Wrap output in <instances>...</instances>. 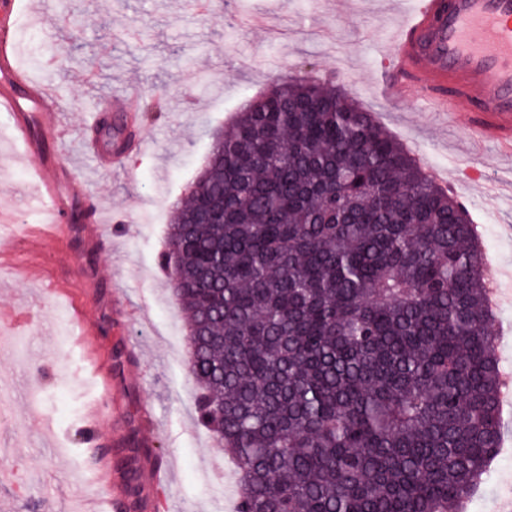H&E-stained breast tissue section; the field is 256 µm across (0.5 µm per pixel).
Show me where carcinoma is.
Listing matches in <instances>:
<instances>
[{
	"label": "carcinoma",
	"instance_id": "cac0c4a2",
	"mask_svg": "<svg viewBox=\"0 0 512 512\" xmlns=\"http://www.w3.org/2000/svg\"><path fill=\"white\" fill-rule=\"evenodd\" d=\"M166 263L236 512H462L504 378L468 209L331 79L251 97Z\"/></svg>",
	"mask_w": 512,
	"mask_h": 512
}]
</instances>
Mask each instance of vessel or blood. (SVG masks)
I'll use <instances>...</instances> for the list:
<instances>
[{
  "instance_id": "1",
  "label": "vessel or blood",
  "mask_w": 512,
  "mask_h": 512,
  "mask_svg": "<svg viewBox=\"0 0 512 512\" xmlns=\"http://www.w3.org/2000/svg\"><path fill=\"white\" fill-rule=\"evenodd\" d=\"M23 8V0H0V120L40 159L32 180L47 212L44 236L65 241L78 221L85 238L99 242L98 219L74 217L86 195L72 187L59 158L57 98L17 61L16 21ZM382 78L389 94L412 92L431 111L464 107L472 137L498 144L512 158V0H412L389 37ZM95 474L102 492L86 502L84 512H117L107 463Z\"/></svg>"
}]
</instances>
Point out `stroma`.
Wrapping results in <instances>:
<instances>
[{
    "label": "stroma",
    "instance_id": "obj_1",
    "mask_svg": "<svg viewBox=\"0 0 512 512\" xmlns=\"http://www.w3.org/2000/svg\"><path fill=\"white\" fill-rule=\"evenodd\" d=\"M17 23L20 64L49 79L61 101L57 141L104 219L106 241L46 238L25 262L58 281L49 294L36 278L0 279V309L37 315L41 335L24 353L0 344V504L9 512H78L98 491L87 457L85 408L99 397L71 338L70 297L85 305L95 348L112 369L106 417L98 425L113 487L125 466L139 471L136 512H227L235 501L228 454L196 419L188 375V327L163 269L168 226L212 144L214 132L260 88L307 69L336 75L349 95L407 146L423 167L444 169L456 194L480 197L469 212L482 248L503 271L505 296L491 322L500 362L512 368V201L487 193L512 182V162L493 143L473 144L466 113L427 111L412 94L380 89L388 32L406 0H31ZM136 88L139 122L130 127L127 168L97 166L83 142L99 98ZM33 158L0 123V220L26 228L43 209L30 184ZM171 482L156 488L154 467ZM512 488V451H501L465 512Z\"/></svg>",
    "mask_w": 512,
    "mask_h": 512
}]
</instances>
